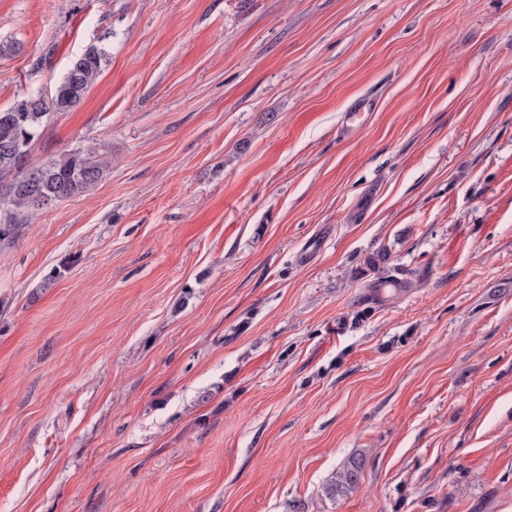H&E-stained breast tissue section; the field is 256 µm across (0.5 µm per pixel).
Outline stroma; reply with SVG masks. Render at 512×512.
Returning a JSON list of instances; mask_svg holds the SVG:
<instances>
[{"mask_svg":"<svg viewBox=\"0 0 512 512\" xmlns=\"http://www.w3.org/2000/svg\"><path fill=\"white\" fill-rule=\"evenodd\" d=\"M6 41L0 108L109 60L31 150L102 178L0 240V512H512V0H0ZM363 460L351 458L335 474L333 479L325 487L328 495H340L356 488L359 483L363 468Z\"/></svg>","mask_w":512,"mask_h":512,"instance_id":"35a3bbf8","label":"stroma"}]
</instances>
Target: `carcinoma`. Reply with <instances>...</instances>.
Here are the masks:
<instances>
[{
    "mask_svg": "<svg viewBox=\"0 0 512 512\" xmlns=\"http://www.w3.org/2000/svg\"><path fill=\"white\" fill-rule=\"evenodd\" d=\"M108 58L106 49L92 44L74 57L53 89L31 93L0 109V238L26 224L41 210L35 196L68 199L95 185L102 165L78 150L37 162L30 157L33 144L46 124L70 112L86 97ZM363 462L351 458L325 487L331 496L356 488Z\"/></svg>",
    "mask_w": 512,
    "mask_h": 512,
    "instance_id": "carcinoma-1",
    "label": "carcinoma"
}]
</instances>
